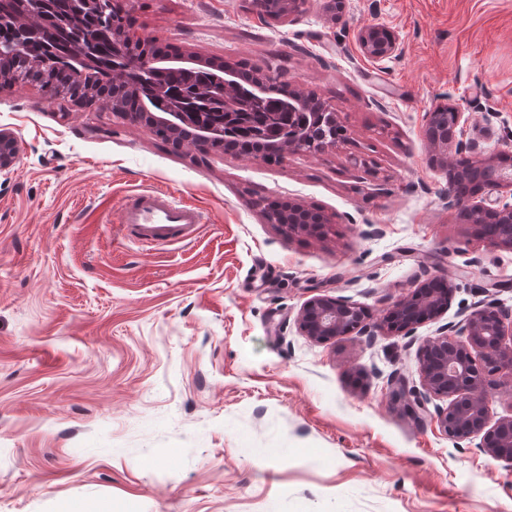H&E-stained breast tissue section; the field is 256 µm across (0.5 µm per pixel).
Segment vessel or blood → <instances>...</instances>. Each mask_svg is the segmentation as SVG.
Returning <instances> with one entry per match:
<instances>
[{
	"label": "vessel or blood",
	"instance_id": "1",
	"mask_svg": "<svg viewBox=\"0 0 512 512\" xmlns=\"http://www.w3.org/2000/svg\"><path fill=\"white\" fill-rule=\"evenodd\" d=\"M203 221L200 210L170 191L151 188L122 204V232L142 247H165L193 239Z\"/></svg>",
	"mask_w": 512,
	"mask_h": 512
}]
</instances>
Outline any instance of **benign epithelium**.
Wrapping results in <instances>:
<instances>
[{
	"instance_id": "benign-epithelium-1",
	"label": "benign epithelium",
	"mask_w": 512,
	"mask_h": 512,
	"mask_svg": "<svg viewBox=\"0 0 512 512\" xmlns=\"http://www.w3.org/2000/svg\"><path fill=\"white\" fill-rule=\"evenodd\" d=\"M357 40L364 54L376 62L400 49L399 38L380 26L360 29ZM433 147L446 151L445 159L452 165L463 160L487 171L469 197L462 200L450 191L446 204L458 213H468L476 227L484 221L497 223L499 235L490 243L512 250V201L501 198L493 206L487 199L492 191L512 198V170H502L496 157L483 155L477 139L464 142L452 134ZM17 154L16 139L0 131V169L10 167ZM453 291L447 273L433 275L395 302L378 321L371 320L366 310L351 299L314 296L302 306L298 328L318 343L351 332L370 341L388 331L408 336L421 323L441 317L448 310ZM419 359L420 388L412 397H406L401 386L392 389L393 398L403 402L407 416L418 423L436 421L458 448L465 442L494 459L512 462V416L494 421L488 405L490 391L512 388V310L478 302L459 322L443 326L438 336L426 340Z\"/></svg>"
}]
</instances>
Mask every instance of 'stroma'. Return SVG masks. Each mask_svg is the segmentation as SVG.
Returning <instances> with one entry per match:
<instances>
[{
	"label": "stroma",
	"mask_w": 512,
	"mask_h": 512,
	"mask_svg": "<svg viewBox=\"0 0 512 512\" xmlns=\"http://www.w3.org/2000/svg\"><path fill=\"white\" fill-rule=\"evenodd\" d=\"M306 0L285 21L245 0H126L138 34L242 59L322 96L347 140L280 161L173 150L108 110L0 90L19 154L0 170V512H512V465L419 424L388 377L475 302L512 308V251L448 209L424 130L512 148V0ZM401 50L380 62L357 32ZM161 187L204 216L156 250L121 204ZM268 196L319 207L323 235L268 223ZM457 285L413 336L328 343L297 317L315 295L383 317L426 274ZM357 40L364 54L376 62L395 55L400 49L399 38L380 26L360 29Z\"/></svg>",
	"instance_id": "obj_1"
}]
</instances>
